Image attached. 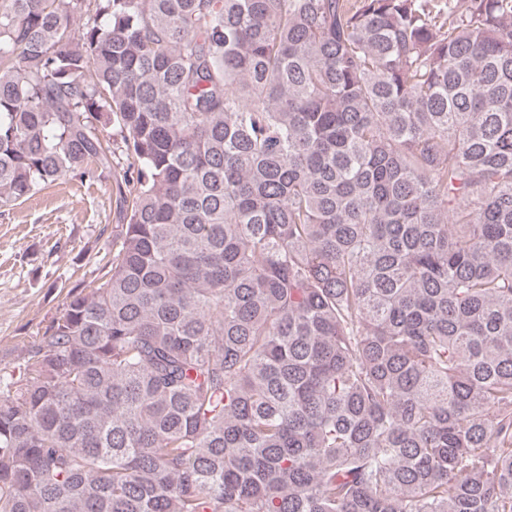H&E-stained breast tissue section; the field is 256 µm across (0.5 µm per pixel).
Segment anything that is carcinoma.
I'll return each instance as SVG.
<instances>
[{
	"label": "carcinoma",
	"instance_id": "cac0c4a2",
	"mask_svg": "<svg viewBox=\"0 0 512 512\" xmlns=\"http://www.w3.org/2000/svg\"><path fill=\"white\" fill-rule=\"evenodd\" d=\"M114 128L0 512H512V0H0V206Z\"/></svg>",
	"mask_w": 512,
	"mask_h": 512
}]
</instances>
